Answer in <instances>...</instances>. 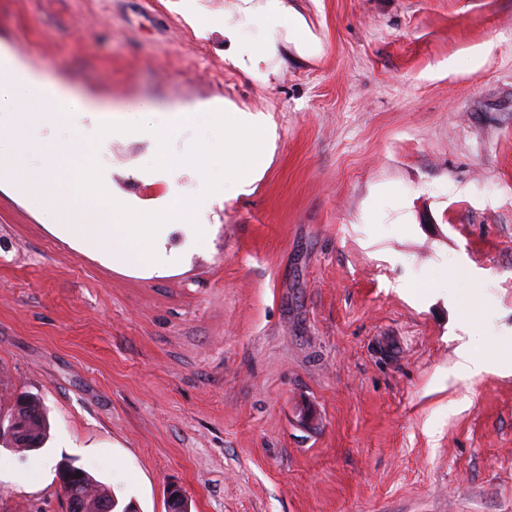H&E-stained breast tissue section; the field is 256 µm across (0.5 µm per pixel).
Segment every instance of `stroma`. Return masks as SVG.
Listing matches in <instances>:
<instances>
[{
  "label": "stroma",
  "instance_id": "1",
  "mask_svg": "<svg viewBox=\"0 0 512 512\" xmlns=\"http://www.w3.org/2000/svg\"><path fill=\"white\" fill-rule=\"evenodd\" d=\"M240 0H0V48L121 109L229 101L275 134L250 192L174 223L158 272L115 270L0 186V512H68L75 462L167 512H512V0H288L311 49L225 55ZM98 124L38 128L88 155ZM147 132L97 159L165 194ZM484 362L469 375L460 350ZM21 399L24 401V413L17 408L18 402ZM15 413L18 415L23 414L26 417V420L21 424L17 432V448H15V450L19 452H30L42 448L47 438L48 425L40 400L31 395L18 397L10 413L7 414L5 418L8 419Z\"/></svg>",
  "mask_w": 512,
  "mask_h": 512
}]
</instances>
